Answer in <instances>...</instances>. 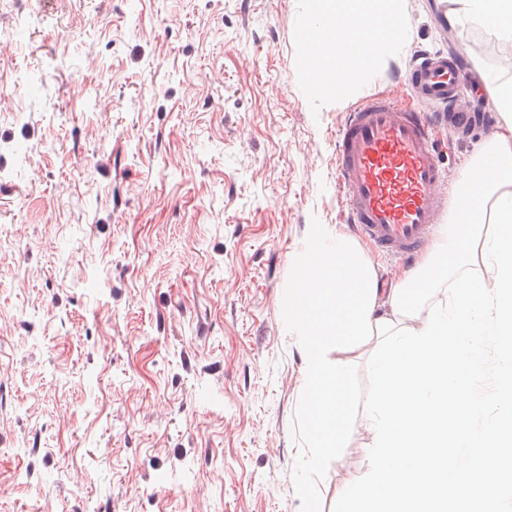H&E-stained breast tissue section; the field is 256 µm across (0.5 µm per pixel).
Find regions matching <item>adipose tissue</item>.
Listing matches in <instances>:
<instances>
[{"label": "adipose tissue", "mask_w": 512, "mask_h": 512, "mask_svg": "<svg viewBox=\"0 0 512 512\" xmlns=\"http://www.w3.org/2000/svg\"><path fill=\"white\" fill-rule=\"evenodd\" d=\"M397 2L307 0L297 29L314 98L341 100L375 76L380 57L402 51L407 35ZM448 2L454 18L479 23L503 46H512V0ZM485 83L503 126L462 175L472 202L449 212L416 267L390 289L387 310L379 308L374 265L351 238L324 233L295 260L288 329L303 351L301 415L310 473L321 474L325 456L343 445L352 408L351 366L367 360L377 342L397 329H423L421 311L443 299L465 270H483L488 206L512 193V83L490 72Z\"/></svg>", "instance_id": "1"}]
</instances>
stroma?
I'll return each instance as SVG.
<instances>
[{"mask_svg": "<svg viewBox=\"0 0 512 512\" xmlns=\"http://www.w3.org/2000/svg\"><path fill=\"white\" fill-rule=\"evenodd\" d=\"M399 0L403 52L338 104L314 100L304 0H0V512H301L294 260L348 234L336 129L424 51L477 23ZM489 140L439 138L460 178ZM358 413L319 485L365 475Z\"/></svg>", "mask_w": 512, "mask_h": 512, "instance_id": "1", "label": "stroma"}]
</instances>
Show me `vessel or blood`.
I'll return each instance as SVG.
<instances>
[{
  "instance_id": "vessel-or-blood-1",
  "label": "vessel or blood",
  "mask_w": 512,
  "mask_h": 512,
  "mask_svg": "<svg viewBox=\"0 0 512 512\" xmlns=\"http://www.w3.org/2000/svg\"><path fill=\"white\" fill-rule=\"evenodd\" d=\"M467 62L463 56L425 53L409 66L405 83L415 106L385 94L365 97L336 132V174L348 224L382 254L412 261L434 234L449 204H464L463 182L448 179L437 137L467 140L493 130L494 106L462 105Z\"/></svg>"
}]
</instances>
